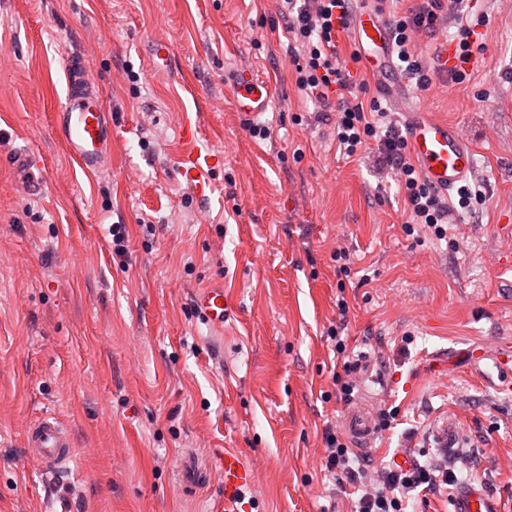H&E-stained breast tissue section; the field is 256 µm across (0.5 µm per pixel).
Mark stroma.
I'll list each match as a JSON object with an SVG mask.
<instances>
[{
  "label": "stroma",
  "mask_w": 512,
  "mask_h": 512,
  "mask_svg": "<svg viewBox=\"0 0 512 512\" xmlns=\"http://www.w3.org/2000/svg\"><path fill=\"white\" fill-rule=\"evenodd\" d=\"M463 80L426 91L381 77L337 49L359 98L456 125L475 151L482 213L435 239L403 227L404 194L379 178L372 149L346 158L334 126L293 77L277 0H0V512H210L217 478L191 484L220 450L255 469L257 512H348L325 476L324 423L342 428L328 331L348 305L351 360L377 381L353 401L393 413L360 453L445 463L485 484L512 512V266L500 224L512 217V0H491ZM170 65L150 64L153 40ZM85 55L112 114V163L74 172L54 130L65 58ZM251 67L272 87L252 138L224 94V74ZM198 86L197 95L183 92ZM221 146L208 198L179 172L183 115ZM39 154L46 192L23 194L7 163ZM125 225L124 256L110 227ZM346 258L337 259L338 250ZM220 287L223 330L192 299ZM74 438L71 462L44 474L24 439L42 415ZM463 433L444 457L433 425Z\"/></svg>",
  "instance_id": "1"
}]
</instances>
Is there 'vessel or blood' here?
Here are the masks:
<instances>
[{
	"label": "vessel or blood",
	"instance_id": "b4317fda",
	"mask_svg": "<svg viewBox=\"0 0 512 512\" xmlns=\"http://www.w3.org/2000/svg\"><path fill=\"white\" fill-rule=\"evenodd\" d=\"M350 26L367 62L372 67H382L391 53L385 21L364 11L352 17ZM89 67L82 54L68 55L67 92L55 113L54 127L72 166L84 174L95 175L104 170L112 157V114L106 109L99 88L86 81ZM224 91L236 112L247 120L266 112L272 94L266 81L244 67L225 73ZM403 126L410 154L429 185L449 194L469 179L474 168L473 149L456 127L424 112L407 113ZM221 156V150L209 144L184 159L182 169L197 194L205 193L206 174ZM11 165L25 194L40 198L46 188L41 156L19 151L12 155ZM193 306L213 327H223L229 308L223 289L201 290L195 295ZM345 428L356 448H369L376 434L370 405L361 402L353 407L347 414ZM460 435V428L448 421L433 429L434 443L443 450L453 448ZM72 448L71 430L54 416H45L28 431L25 451L39 461L45 473L64 468L72 458ZM214 465L222 489L219 512H251L252 502L247 493L258 479L254 468L234 448L225 449L215 458ZM451 506V512H502L483 483L476 481L458 485L451 495Z\"/></svg>",
	"mask_w": 512,
	"mask_h": 512
}]
</instances>
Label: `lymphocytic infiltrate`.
Returning a JSON list of instances; mask_svg holds the SVG:
<instances>
[{
	"label": "lymphocytic infiltrate",
	"mask_w": 512,
	"mask_h": 512,
	"mask_svg": "<svg viewBox=\"0 0 512 512\" xmlns=\"http://www.w3.org/2000/svg\"><path fill=\"white\" fill-rule=\"evenodd\" d=\"M356 0H279V14L289 35L288 53L294 66L295 82L305 95L320 103L322 109L336 112V143L345 155H355L368 141L377 145L378 163L403 189L407 221L432 229L436 237L447 234V225L456 223L460 212L478 213L485 203L479 184L466 183L457 192L456 206H449L447 197L425 182L412 164L406 138L392 112L381 98L370 103L348 99L354 81L340 63L335 36L346 28L353 16ZM477 0H420L406 16L390 22L392 52L401 75L415 87L427 89L431 83L434 63L417 54V37L436 39L445 19L458 26L461 62L472 57L470 38L475 27L485 25L484 13L476 12ZM343 90L337 105L328 102L332 89ZM327 447L323 469L349 494L350 512H406L410 492L433 491L453 485V470L433 469L412 464L407 469H388L379 481L368 480L365 471L350 464L352 448L340 438L333 427L323 429Z\"/></svg>",
	"instance_id": "1"
}]
</instances>
